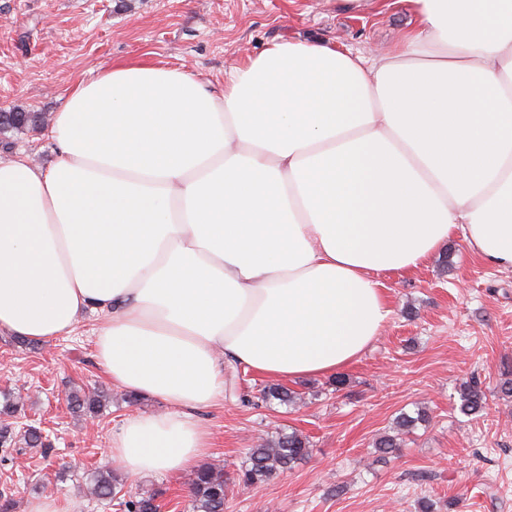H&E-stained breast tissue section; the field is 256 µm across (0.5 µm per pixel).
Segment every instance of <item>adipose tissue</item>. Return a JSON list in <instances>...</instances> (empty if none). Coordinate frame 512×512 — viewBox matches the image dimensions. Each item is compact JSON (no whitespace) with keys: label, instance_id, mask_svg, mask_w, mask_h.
<instances>
[{"label":"adipose tissue","instance_id":"1","mask_svg":"<svg viewBox=\"0 0 512 512\" xmlns=\"http://www.w3.org/2000/svg\"><path fill=\"white\" fill-rule=\"evenodd\" d=\"M392 50L283 39L221 92L116 63L55 113L50 166L0 159V332L35 341L107 318L96 358L155 398L113 431L126 473L207 455L195 412L231 363L330 375L391 310L375 272L455 233L512 269V0H393Z\"/></svg>","mask_w":512,"mask_h":512}]
</instances>
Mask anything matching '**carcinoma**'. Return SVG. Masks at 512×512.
<instances>
[{
  "label": "carcinoma",
  "mask_w": 512,
  "mask_h": 512,
  "mask_svg": "<svg viewBox=\"0 0 512 512\" xmlns=\"http://www.w3.org/2000/svg\"><path fill=\"white\" fill-rule=\"evenodd\" d=\"M36 117L29 112L17 111L14 115L0 121V130L6 128L19 129L35 123ZM103 395L97 392L73 394L67 397L70 408L75 413L97 414L102 407ZM266 400H277L284 405L296 402L295 392L282 386H270L263 391ZM459 409L466 416H478L487 405V395L481 382L472 378L461 384L459 390ZM429 415L426 409H416V415L406 412L398 417L396 426L399 435H385L375 442V447L384 454L397 453L402 444L401 435L409 432L422 422H427ZM312 454L306 437L293 431L281 433L275 439L263 441L248 449L242 468L237 473L238 483L247 487H258L273 476L293 468L308 459ZM228 479L224 478V469L207 465L193 473L190 483L193 512H224L227 498ZM119 482L115 472H100L94 476L92 494L100 499H113L117 493ZM127 512H159L155 497H140L123 502Z\"/></svg>",
  "instance_id": "obj_1"
}]
</instances>
